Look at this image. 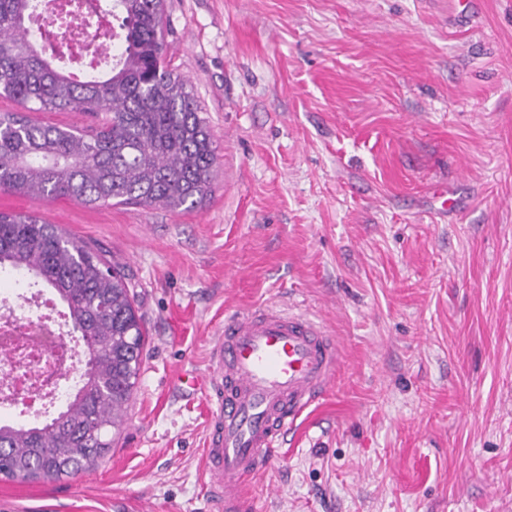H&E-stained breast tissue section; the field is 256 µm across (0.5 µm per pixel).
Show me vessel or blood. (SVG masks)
Here are the masks:
<instances>
[{
	"mask_svg": "<svg viewBox=\"0 0 512 512\" xmlns=\"http://www.w3.org/2000/svg\"><path fill=\"white\" fill-rule=\"evenodd\" d=\"M202 386L210 404L203 482L212 512H256L242 485L329 387L341 363L333 336L315 319L262 305L225 317Z\"/></svg>",
	"mask_w": 512,
	"mask_h": 512,
	"instance_id": "vessel-or-blood-1",
	"label": "vessel or blood"
}]
</instances>
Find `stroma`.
Wrapping results in <instances>:
<instances>
[{
  "label": "stroma",
  "mask_w": 512,
  "mask_h": 512,
  "mask_svg": "<svg viewBox=\"0 0 512 512\" xmlns=\"http://www.w3.org/2000/svg\"><path fill=\"white\" fill-rule=\"evenodd\" d=\"M166 0L213 136L194 208L0 192L121 268L145 324L111 451L0 512H207L224 316L288 304L342 359L260 512H512V0Z\"/></svg>",
  "instance_id": "obj_1"
}]
</instances>
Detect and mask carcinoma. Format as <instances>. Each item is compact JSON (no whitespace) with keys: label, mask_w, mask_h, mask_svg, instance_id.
I'll return each instance as SVG.
<instances>
[{"label":"carcinoma","mask_w":512,"mask_h":512,"mask_svg":"<svg viewBox=\"0 0 512 512\" xmlns=\"http://www.w3.org/2000/svg\"><path fill=\"white\" fill-rule=\"evenodd\" d=\"M165 0H112L123 41L94 78L59 65L32 29L44 0H0V190L117 204L193 208L210 194L216 156L187 83L164 56ZM105 112L98 127L45 125L32 112ZM40 279L91 337L81 386L39 424L0 421V478L53 483L112 448L141 364L145 336L121 271L40 219L0 211V273Z\"/></svg>","instance_id":"cac0c4a2"}]
</instances>
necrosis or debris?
Here are the masks:
<instances>
[{"instance_id": "4bbe7bcc", "label": "necrosis or debris", "mask_w": 512, "mask_h": 512, "mask_svg": "<svg viewBox=\"0 0 512 512\" xmlns=\"http://www.w3.org/2000/svg\"><path fill=\"white\" fill-rule=\"evenodd\" d=\"M54 297L41 288H20L13 298L0 296V415L24 416L32 421L46 418L61 406L67 389L55 384L60 369L71 378L80 373L77 345L61 346L63 329ZM31 355L20 365L18 350Z\"/></svg>"}]
</instances>
